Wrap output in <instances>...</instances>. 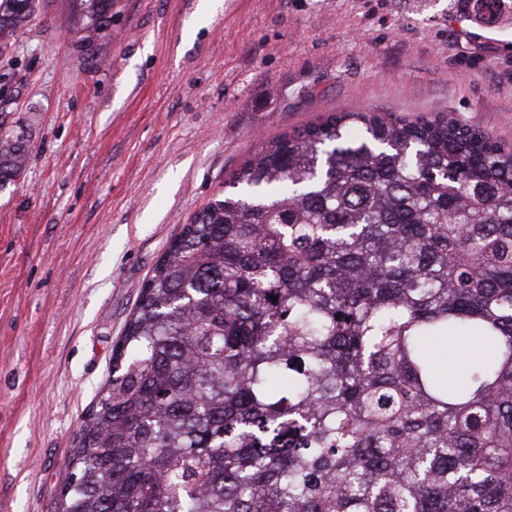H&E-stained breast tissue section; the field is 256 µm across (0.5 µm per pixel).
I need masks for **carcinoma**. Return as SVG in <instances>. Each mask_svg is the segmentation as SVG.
I'll return each instance as SVG.
<instances>
[{
    "mask_svg": "<svg viewBox=\"0 0 512 512\" xmlns=\"http://www.w3.org/2000/svg\"><path fill=\"white\" fill-rule=\"evenodd\" d=\"M69 4L100 40L114 0ZM36 8L0 0V49ZM28 155L0 131L1 187ZM68 469L61 512H512V148L376 112L262 143L142 284Z\"/></svg>",
    "mask_w": 512,
    "mask_h": 512,
    "instance_id": "carcinoma-1",
    "label": "carcinoma"
}]
</instances>
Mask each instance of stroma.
Returning a JSON list of instances; mask_svg holds the SVG:
<instances>
[{
	"label": "stroma",
	"mask_w": 512,
	"mask_h": 512,
	"mask_svg": "<svg viewBox=\"0 0 512 512\" xmlns=\"http://www.w3.org/2000/svg\"><path fill=\"white\" fill-rule=\"evenodd\" d=\"M468 0H117L83 44L39 0L0 56V512H58L81 417L181 224L261 141L445 113L512 145V20ZM477 20L483 24H498L503 17L506 0H473ZM29 147L0 130V186L15 181L25 169Z\"/></svg>",
	"instance_id": "1"
}]
</instances>
